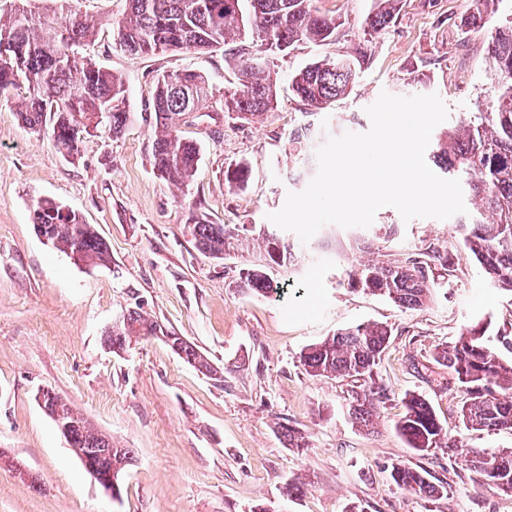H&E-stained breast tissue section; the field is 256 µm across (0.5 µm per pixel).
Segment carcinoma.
<instances>
[{
	"label": "carcinoma",
	"mask_w": 512,
	"mask_h": 512,
	"mask_svg": "<svg viewBox=\"0 0 512 512\" xmlns=\"http://www.w3.org/2000/svg\"><path fill=\"white\" fill-rule=\"evenodd\" d=\"M398 0H375L373 12L363 24V39L370 43L394 18ZM474 0L475 8L462 19L464 27L481 29L488 22L486 4ZM11 9L0 11V86L21 81L18 115L33 130H46L57 151L74 159L89 121L106 112L104 133L117 137L126 128L129 113L119 105L127 93L122 76L77 55L95 41L97 28L78 17L58 23L56 12L33 11L34 0H10ZM341 22L321 14L313 0H128L121 18L109 22L115 45L130 55H155L172 51L202 54L224 47L230 40L250 39L256 55L240 56L236 80L224 91V111L240 120H254L278 105L273 77L275 56L299 42L315 46L336 40ZM488 76L496 95L485 112H461L456 124L436 139L431 161L443 173L461 180L475 196L476 214L458 225L469 253L496 287L512 293V21L496 29L485 46ZM358 78V66L347 55L307 64L290 79L291 93L303 104L322 108L348 95ZM212 96L205 75L196 70L168 72L157 78L150 104L156 126L162 129L153 144V169L181 190L196 175L200 146L187 139L180 122L199 112ZM249 168L238 163L224 171L228 187L247 185ZM33 223L40 236L55 248L85 266L112 262L110 248L96 227L48 198L33 208ZM197 250L222 260L237 248L240 234L250 232L241 224L232 229L199 218L187 225ZM264 246L263 263L239 271L235 287L263 297L280 294L278 283L268 274L276 265H293L290 245L277 234L259 231ZM448 269V251L429 246L400 262L361 264L347 273L348 289L380 296L393 304L417 310L428 304L442 288L430 277L433 268ZM490 322L478 321L464 328L452 342L435 349L433 359L453 374L454 388L462 396L460 423L475 431H512V359L501 356L487 339ZM156 338L201 374L220 381L224 372L215 367L193 343L157 320L130 310L106 332L105 345L119 355L134 338ZM392 329L383 324H358L340 330L300 353V364L311 377H335L363 382L347 405L352 424L367 429L374 424L378 407L389 398L377 376L381 356L390 344ZM404 414L397 431L409 448L420 456L437 452L453 458L456 439L421 395L403 398ZM43 407L68 424L77 456L93 454L96 473L109 468L116 474L131 464L130 448H115L112 438L99 432L83 415L57 395L45 397ZM280 434L290 448H307L309 441L298 429L284 423ZM469 469L498 492L512 494V448L471 450ZM392 485L399 491L432 499L447 492L436 485L421 466L395 463Z\"/></svg>",
	"instance_id": "carcinoma-1"
}]
</instances>
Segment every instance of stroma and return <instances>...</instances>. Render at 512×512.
<instances>
[{"instance_id":"1","label":"stroma","mask_w":512,"mask_h":512,"mask_svg":"<svg viewBox=\"0 0 512 512\" xmlns=\"http://www.w3.org/2000/svg\"><path fill=\"white\" fill-rule=\"evenodd\" d=\"M340 18L335 42L297 43L277 61L278 106L253 122L225 113L221 94L233 81L223 51L207 55L134 56L113 48L103 23L121 17L126 0H74L72 9L100 26L88 53L121 74L131 121L122 137H89L77 159L55 150L46 132L24 126L16 92H0V449L18 468L0 466V512H512V496L471 472L470 448H512V432L465 430L457 418L452 374L433 364L439 345L478 320L512 324V293L495 288L446 220H403L390 206L366 228L322 226L309 242L292 231V267L269 274L284 289L266 298L234 288L240 268L258 262L257 240L218 263L201 255L186 224L207 215L216 224L267 222L291 192L316 175L327 138L363 133L381 92L438 94L449 121L485 111L484 28L462 32L472 0H399L390 26L364 43L362 23L374 0H315ZM365 50L360 78L346 98L309 112L288 88L291 74L316 58ZM194 69L213 89L209 108L182 129L201 147L191 186L177 191L152 165L157 129L149 102L157 74ZM245 163L244 189L224 182ZM80 213L108 242L112 263L82 268L38 235V199ZM369 242L359 250V242ZM435 245L448 252L443 293L419 310L349 291L351 266L404 259ZM141 310L193 342L223 381L183 362L157 339L133 342L122 355L104 334L126 310ZM360 323L392 326L394 339L378 375L390 398L365 430L347 419L350 381L309 377L299 363L306 346ZM47 389L67 400L114 444L134 451L119 495L95 482L41 408ZM425 396L461 443L456 459L420 457L396 430L406 393ZM289 423L310 440L287 447ZM425 468L448 488L432 500L396 490L392 464ZM304 485L291 497L287 486Z\"/></svg>"}]
</instances>
